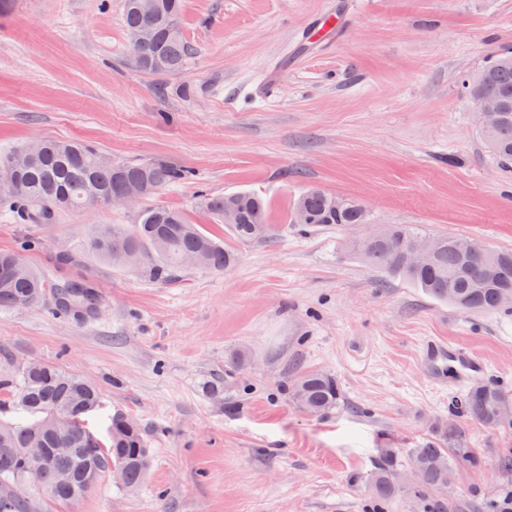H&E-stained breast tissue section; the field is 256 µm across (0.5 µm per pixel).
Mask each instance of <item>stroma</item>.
<instances>
[{"label": "stroma", "instance_id": "1", "mask_svg": "<svg viewBox=\"0 0 512 512\" xmlns=\"http://www.w3.org/2000/svg\"><path fill=\"white\" fill-rule=\"evenodd\" d=\"M123 0H0V154L36 139L81 140L116 161L160 159L190 180L149 197L222 236L238 263L174 282L84 253L93 224L136 211L92 206L54 224L0 211V250L50 279L102 294L82 322L53 305L0 310V373L32 362L96 382L97 436L121 413L152 465L134 490L101 477L81 501L36 512H375L368 481L383 448L418 447L448 417L456 382L429 381L431 337L480 357L512 386V311L472 315L364 265L345 243L420 224L512 249V171L485 148L461 81L512 48V0H186L184 68L156 77L126 60ZM339 40L308 50L325 11ZM278 76L261 95L264 75ZM362 203L366 224L302 229L309 187ZM252 191L272 239L241 243L199 192ZM71 245L66 261L58 242ZM248 357L232 377L224 361ZM332 374L346 406L318 417L288 398L293 360ZM219 382V393L206 389ZM480 468L453 473L448 512H494L512 493V430L469 422Z\"/></svg>", "mask_w": 512, "mask_h": 512}]
</instances>
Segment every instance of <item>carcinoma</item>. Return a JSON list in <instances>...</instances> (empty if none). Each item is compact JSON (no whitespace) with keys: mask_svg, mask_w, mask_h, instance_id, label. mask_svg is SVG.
<instances>
[{"mask_svg":"<svg viewBox=\"0 0 512 512\" xmlns=\"http://www.w3.org/2000/svg\"><path fill=\"white\" fill-rule=\"evenodd\" d=\"M182 10L183 0H154L149 13L139 0H124L128 33L146 26L154 29L149 41H128V61L139 71L165 75L182 69L191 52L179 26ZM461 88L474 104L485 98L499 102L498 125L481 134L501 163H512V53L495 54L484 68L464 79ZM186 178V170L162 161L117 163L89 143L47 139L42 141L41 152L24 158L15 183L0 188V204L18 222L53 224L60 212L81 209L88 198L110 206L113 196L137 186L147 198ZM198 205L240 242L267 240L276 234L267 223L263 199L255 193L206 195ZM295 207L306 214L305 228L346 230L368 220L359 202L315 187L305 190ZM430 237L436 241L433 259L426 265H413L409 254L414 244ZM470 242L472 238L463 235H432L419 224H387L350 241L349 249L366 265L404 278L438 301L474 313L506 309L503 299L512 296V250L489 247L485 255L475 257L466 251ZM80 248L102 260L139 265L164 282L188 267L186 260L193 254H204L203 268L217 272L236 262V254L205 226L191 224L182 212L162 206L139 209L133 224L92 225ZM24 297L33 307L49 300L56 310L81 313L85 318L96 315L101 305L90 282L60 279L51 285L19 255L0 251V308L15 309ZM289 396L301 409L320 417L343 406L336 378L325 372H298ZM99 405L95 382L59 367L30 363L15 377H0V408L8 406L18 414L14 421L0 420V512L34 509L31 497L18 491V482L28 467L24 450L37 439L48 449H70L67 455L48 454L42 467L41 482L52 489L53 500H81L94 486L91 475L111 465L123 471V486L128 489L143 480L151 462L143 431L116 413L107 439H100L84 426V417ZM507 406L512 407V390L491 379L452 397L448 423L420 447L406 453L380 449L373 461L370 492L386 507L404 492L428 502L427 512H447L448 503L436 495L437 490L456 467L480 466L460 419L497 430L503 427L498 415ZM62 471L69 475L64 482L58 480ZM404 471L409 472L410 482L400 487L396 479Z\"/></svg>","mask_w":512,"mask_h":512,"instance_id":"cac0c4a2","label":"carcinoma"}]
</instances>
